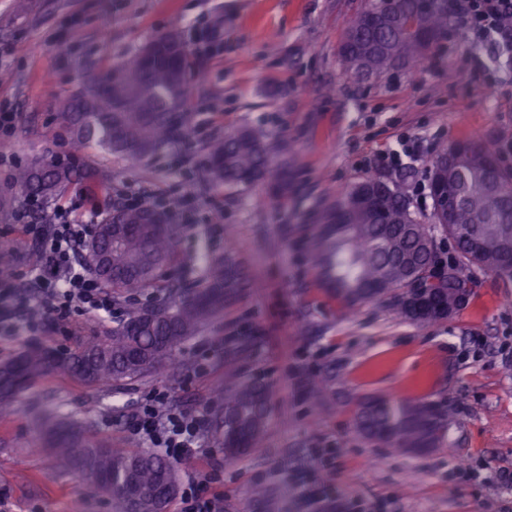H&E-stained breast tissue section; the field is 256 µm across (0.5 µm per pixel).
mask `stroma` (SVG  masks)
Instances as JSON below:
<instances>
[{"label": "stroma", "instance_id": "obj_1", "mask_svg": "<svg viewBox=\"0 0 512 512\" xmlns=\"http://www.w3.org/2000/svg\"><path fill=\"white\" fill-rule=\"evenodd\" d=\"M362 0H0V106L17 114L15 164L62 155L106 170L98 207L109 212L122 189L144 187L195 197L220 208L218 224L198 218L181 227L180 261L152 293L198 280L205 256L233 245L249 286L223 319L195 337L180 378L164 373L122 389L62 376L36 381L0 419V512H115L112 499L60 472L52 457L31 454L45 415L63 412L113 445L138 449L130 416L153 391L169 406L212 420L213 387L239 373L271 391L262 448L222 459L224 512H268L251 490L275 485L279 512H333L313 503L301 483L325 477L340 500L382 505L383 512H512V486L472 479V472L512 473V283L479 274V288L452 318L419 324L396 317L386 301L346 311L321 288L308 263L306 226L336 194L374 176L375 158L400 134L417 142L412 164L423 176L438 143L495 140L512 166V66L497 40L473 46L462 31L418 67L360 81L336 57ZM216 33L202 55L186 110L185 142L140 166L97 147L73 153L62 103L84 75L111 71L159 36L190 27ZM478 54L483 74L471 72ZM283 140L295 156L293 190L271 206L269 187H213L204 144L240 127ZM14 164V165H15ZM327 390L311 408L308 387ZM386 396L447 405L448 426L436 448L398 454L356 430L359 398ZM314 448L336 457L320 471Z\"/></svg>", "mask_w": 512, "mask_h": 512}]
</instances>
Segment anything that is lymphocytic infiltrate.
Wrapping results in <instances>:
<instances>
[{
	"mask_svg": "<svg viewBox=\"0 0 512 512\" xmlns=\"http://www.w3.org/2000/svg\"><path fill=\"white\" fill-rule=\"evenodd\" d=\"M448 19L464 30L473 44L496 36L512 46V0H448ZM97 211L80 217L59 210L48 224H29L23 236L9 242L11 251L24 249L29 240L39 246L38 262L31 271L36 287L17 289L0 283V333L24 328L56 327L77 319L111 317V293L90 277L77 262L76 253L97 224ZM130 433L145 447L177 461L208 458L213 450L204 420L195 414L167 407L163 393H153L128 422ZM222 478L209 465L192 472L179 512H224L223 494L214 492Z\"/></svg>",
	"mask_w": 512,
	"mask_h": 512,
	"instance_id": "f902f5d3",
	"label": "lymphocytic infiltrate"
}]
</instances>
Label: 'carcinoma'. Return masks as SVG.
<instances>
[{
  "label": "carcinoma",
  "instance_id": "obj_1",
  "mask_svg": "<svg viewBox=\"0 0 512 512\" xmlns=\"http://www.w3.org/2000/svg\"><path fill=\"white\" fill-rule=\"evenodd\" d=\"M370 2L364 0L344 32L357 37V50H338V65L351 78H361L355 68L360 56L376 77L427 61L426 47L411 27L424 29L436 44L448 37L447 0H431L423 11L418 0H379L392 18L381 25L368 22ZM198 65L189 51L179 61L152 66L135 55L108 74L126 86L114 111L83 112L69 100L61 108L62 118L73 128L78 144H94L142 162L184 140L178 136L184 119L167 109L172 71L181 66L194 71ZM205 151L214 186L267 183L273 190L272 204L288 198L294 156L285 145L243 126L211 140ZM449 168L453 175L441 191L433 188L431 170L427 181L431 210L443 198L457 202L450 224L435 223L434 215L433 223H424L412 206L414 172L407 167L353 184L318 212L310 229L309 264L346 310L373 300L364 290L378 287L385 290L395 313L407 320L409 313L399 296L409 288H428L452 306L460 291L474 293L478 271L512 280V269H502V249L512 243V167L500 164L494 143L471 141ZM14 180L21 195L40 199L55 196L74 182L100 185L107 176L92 167L38 160L20 167ZM379 183L385 191L374 207L355 203L362 189ZM122 222L116 242L110 226L98 228L95 235L99 248L110 253L116 273L103 285L120 297L152 287L156 269L180 260V225L168 215L161 224H148L146 210L127 209ZM246 287L247 278L229 246L222 254L207 256L195 287L177 290L151 307L129 308L109 334L87 336L63 351L48 344L27 347L6 364L8 371L0 378V417L14 414L18 394L49 374L122 388L174 368L188 342L223 317L224 309L239 300ZM214 394L222 403L214 431L224 453L233 458L261 447L270 420V392L230 376ZM447 422L445 406L423 399L363 398L355 413L361 435L402 453L436 447ZM35 451L50 453L60 468L92 487L110 481L118 512H167L171 498H160L162 486L179 482L178 471L164 457L114 448L61 413L39 424Z\"/></svg>",
  "mask_w": 512,
  "mask_h": 512
}]
</instances>
